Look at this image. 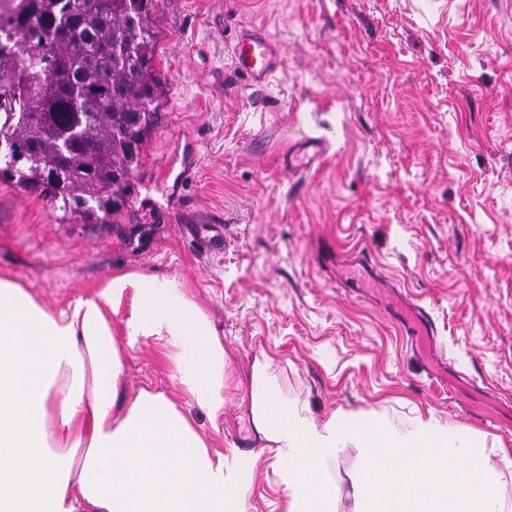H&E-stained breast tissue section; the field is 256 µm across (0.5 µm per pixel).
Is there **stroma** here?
<instances>
[{
  "instance_id": "stroma-1",
  "label": "stroma",
  "mask_w": 512,
  "mask_h": 512,
  "mask_svg": "<svg viewBox=\"0 0 512 512\" xmlns=\"http://www.w3.org/2000/svg\"><path fill=\"white\" fill-rule=\"evenodd\" d=\"M265 30L268 83L234 73L233 42ZM165 103L124 210L57 223L0 183V274L59 310L116 273L178 279L233 371L273 358L289 399L420 414L512 456V0H162ZM310 140L303 171L287 152ZM364 254L396 291L346 279ZM403 292L434 337L407 335ZM163 391L213 448L251 451L250 404L224 416L169 381L159 346L126 350L118 405ZM262 455L250 512H284Z\"/></svg>"
}]
</instances>
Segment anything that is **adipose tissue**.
I'll return each mask as SVG.
<instances>
[{"label": "adipose tissue", "instance_id": "adipose-tissue-1", "mask_svg": "<svg viewBox=\"0 0 512 512\" xmlns=\"http://www.w3.org/2000/svg\"><path fill=\"white\" fill-rule=\"evenodd\" d=\"M125 305L120 346L107 314ZM143 340L162 347L182 391L223 415L224 345L178 280L117 274L51 311L0 276V512H249L258 456L210 450L162 392L115 413L123 350ZM267 370L251 375V428L282 468L286 512H512L505 451L475 453L431 417L316 419L305 403H283ZM349 450L357 477L344 493L329 476Z\"/></svg>", "mask_w": 512, "mask_h": 512}]
</instances>
